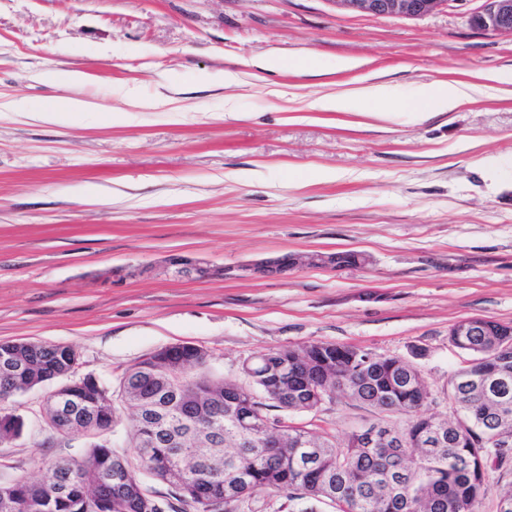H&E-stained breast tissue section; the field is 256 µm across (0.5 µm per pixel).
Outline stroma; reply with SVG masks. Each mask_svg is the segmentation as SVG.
<instances>
[{"label":"stroma","instance_id":"obj_1","mask_svg":"<svg viewBox=\"0 0 512 512\" xmlns=\"http://www.w3.org/2000/svg\"><path fill=\"white\" fill-rule=\"evenodd\" d=\"M479 5L402 18L330 0H0V343L71 346L76 378L109 388L175 344L239 383L269 351L351 345L415 364L427 414L448 418L443 388L465 359L450 327L512 325V83L488 89L512 74V37L474 28ZM365 76L398 90L391 120L307 109ZM441 80L485 92L421 121L405 112L411 87ZM132 85L146 108L128 109ZM68 99L103 109L41 119ZM490 156L502 160L492 177L479 164ZM346 250L369 263L240 271ZM176 257L230 273L178 279L165 272ZM117 266L142 273L116 283ZM49 391L0 402L24 420L0 444V481L39 478L83 448L40 419ZM292 419L320 432L379 417L343 398ZM285 255V254H284ZM284 255L257 261L252 264L242 266L240 271L252 275L275 276L288 272V258L284 259Z\"/></svg>","mask_w":512,"mask_h":512}]
</instances>
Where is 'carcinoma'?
Segmentation results:
<instances>
[{
  "mask_svg": "<svg viewBox=\"0 0 512 512\" xmlns=\"http://www.w3.org/2000/svg\"><path fill=\"white\" fill-rule=\"evenodd\" d=\"M448 341L471 355L448 379L451 420L424 413L430 390L421 371L396 357H375L346 345L313 343L278 349L251 364L257 380L242 385L204 371L207 353L175 345L131 365L118 388L86 377L71 383L69 401L77 424L54 421L53 431L90 440L75 457L45 465L40 479L0 484V512H156V500L135 491L119 458L143 460V471L175 490L194 512L217 501L240 502L259 492H286L302 503L328 501L336 512H479L492 493L489 472L500 459L512 468V451L500 448L512 433V327L466 318ZM69 345L38 343L20 353L18 370L0 367V400L39 386L71 369ZM288 362V378L268 374ZM341 388L344 397L380 413L399 414L403 446L367 442L356 431L323 432L269 417L258 394L284 413L318 412L317 396ZM126 398L137 418L134 453H120L102 439L116 421V401ZM253 416L241 434L240 415ZM282 425L279 448L265 442L267 425ZM23 419L0 418V443L20 436Z\"/></svg>",
  "mask_w": 512,
  "mask_h": 512,
  "instance_id": "obj_1",
  "label": "carcinoma"
}]
</instances>
